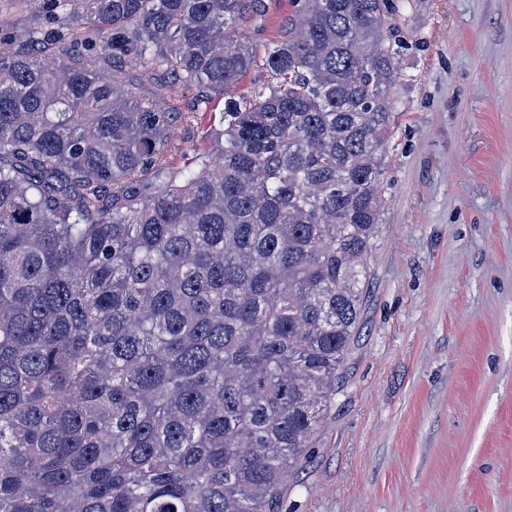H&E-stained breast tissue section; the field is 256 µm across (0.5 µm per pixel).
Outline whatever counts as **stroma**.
I'll use <instances>...</instances> for the list:
<instances>
[{
	"mask_svg": "<svg viewBox=\"0 0 512 512\" xmlns=\"http://www.w3.org/2000/svg\"><path fill=\"white\" fill-rule=\"evenodd\" d=\"M246 35L276 43L289 0ZM403 75L359 334L292 512H512V0H395ZM184 165L224 110L162 77Z\"/></svg>",
	"mask_w": 512,
	"mask_h": 512,
	"instance_id": "obj_1",
	"label": "stroma"
}]
</instances>
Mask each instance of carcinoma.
<instances>
[{"mask_svg":"<svg viewBox=\"0 0 512 512\" xmlns=\"http://www.w3.org/2000/svg\"><path fill=\"white\" fill-rule=\"evenodd\" d=\"M0 42V512H281L367 293L399 79L394 0H48ZM265 11L257 23L246 29L245 33L257 51L259 57L257 66L250 71L232 91L234 99L242 104L249 101V92L255 85L272 81L271 73L263 66V57L267 48L278 40L281 27L288 19L293 7L289 0H264ZM244 98V99H242ZM160 72L161 82L159 81V84H161L165 90L171 92L177 99V104L181 112H188L189 109L192 108L193 104L196 103L198 94L197 90L189 89L179 84H174L168 77L166 69L161 70ZM222 112H224V98L220 97L206 104V107L199 112H189V117L186 115L185 119L179 121L176 138L182 141L184 150L176 156L175 165L182 166L185 162H190L186 158L190 159L194 156L193 149L202 150L205 147L206 132L211 123H218Z\"/></svg>","mask_w":512,"mask_h":512,"instance_id":"cac0c4a2","label":"carcinoma"}]
</instances>
